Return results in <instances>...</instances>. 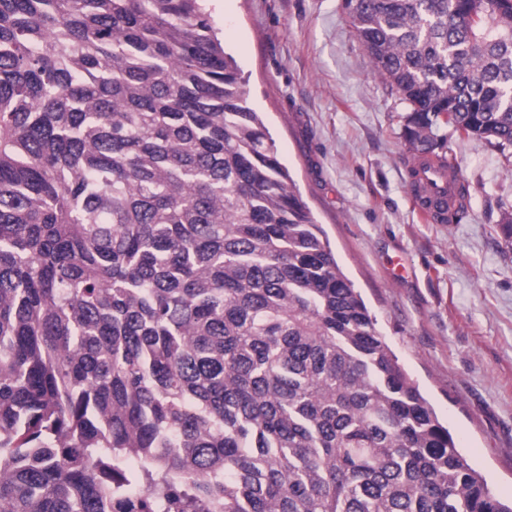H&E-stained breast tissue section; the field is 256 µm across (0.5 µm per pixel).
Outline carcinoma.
<instances>
[{"instance_id":"obj_1","label":"carcinoma","mask_w":512,"mask_h":512,"mask_svg":"<svg viewBox=\"0 0 512 512\" xmlns=\"http://www.w3.org/2000/svg\"><path fill=\"white\" fill-rule=\"evenodd\" d=\"M202 2L0 0V512H512ZM341 8L424 165L450 131L512 158V0Z\"/></svg>"}]
</instances>
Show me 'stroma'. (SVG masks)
<instances>
[{
  "instance_id": "obj_1",
  "label": "stroma",
  "mask_w": 512,
  "mask_h": 512,
  "mask_svg": "<svg viewBox=\"0 0 512 512\" xmlns=\"http://www.w3.org/2000/svg\"><path fill=\"white\" fill-rule=\"evenodd\" d=\"M341 0H204L302 200L470 464L512 500V250L497 224L512 161L449 136L469 198L458 224L409 194L404 107Z\"/></svg>"
}]
</instances>
